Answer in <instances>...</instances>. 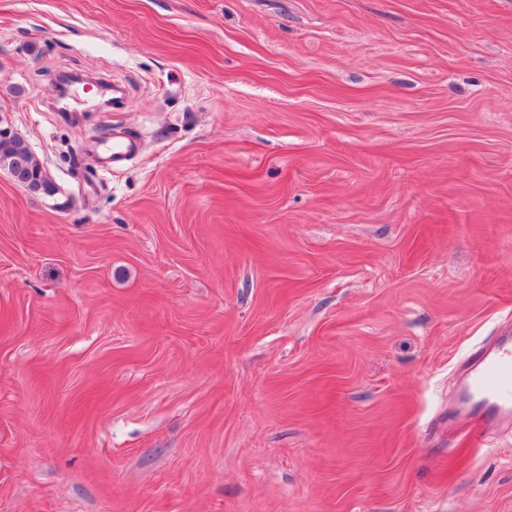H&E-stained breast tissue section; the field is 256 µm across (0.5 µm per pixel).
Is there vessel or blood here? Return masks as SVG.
Here are the masks:
<instances>
[{
  "instance_id": "1",
  "label": "vessel or blood",
  "mask_w": 512,
  "mask_h": 512,
  "mask_svg": "<svg viewBox=\"0 0 512 512\" xmlns=\"http://www.w3.org/2000/svg\"><path fill=\"white\" fill-rule=\"evenodd\" d=\"M136 150L135 142L116 138L108 144L95 142L87 154L101 167L110 168L126 162ZM464 390L470 414L490 422L512 418L511 336L500 337L492 349L476 357Z\"/></svg>"
}]
</instances>
